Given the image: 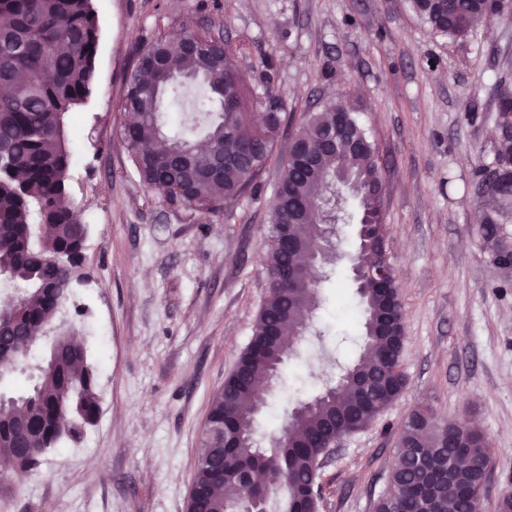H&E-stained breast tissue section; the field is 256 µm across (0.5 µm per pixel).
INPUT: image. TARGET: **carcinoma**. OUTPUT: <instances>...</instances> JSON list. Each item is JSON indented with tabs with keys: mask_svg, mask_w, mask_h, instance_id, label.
I'll use <instances>...</instances> for the list:
<instances>
[{
	"mask_svg": "<svg viewBox=\"0 0 512 512\" xmlns=\"http://www.w3.org/2000/svg\"><path fill=\"white\" fill-rule=\"evenodd\" d=\"M413 10L433 31L460 38L474 28L512 15V0H448L443 19L430 0H411ZM92 0H0V283L10 292L0 298V385L9 372L34 355L40 337L53 328L67 299L68 281L81 277L87 225L74 214L69 195L71 156L66 147V118L90 97L100 40ZM236 66L224 38L187 29L173 37L158 34L140 50L125 80L123 107L128 113L122 134L132 166L145 187L167 204L194 212H212L255 185L273 157L274 131L283 122L282 100L268 88L257 103L264 111L267 138L244 161L227 164L214 178L187 179L179 165L163 157L156 143L162 135L160 106L166 87L179 76L201 80L205 92L186 111L190 128L210 117L212 103L237 96L227 80ZM342 116L361 141V148L329 150L324 140ZM259 126L245 112L221 111L203 142L185 134L171 143L191 151L200 162L213 155L232 157L252 140ZM295 154L282 162L270 207V235L288 224L290 249L270 246L261 261L267 279L288 278L272 285L256 316L253 341L238 357L241 372H231L210 402L188 509H196V493L204 497L202 512H226L238 499L233 472L251 473L256 495L268 476L286 492L281 512H312L313 503L301 483L313 463L337 436L367 428L406 387L400 370L399 337L381 331L383 293L359 295L364 347L340 380L302 404L289 418L290 429L276 441L275 456L254 455L252 417L239 404L255 389L269 384L308 329L319 302L318 284L304 270L318 241L319 216L305 207L321 185L343 170L358 184L360 212L374 217L382 203L371 188L381 177L377 149L358 113L344 99L311 114L294 134ZM492 256L512 265V245L497 233L498 210L479 209ZM387 228L368 231L359 240L360 263L369 269L382 261ZM52 362L38 368L37 383L16 395L0 394V458L18 471L29 472L64 441L77 442L99 412L96 370L88 361L79 332L69 328L50 337ZM241 439L227 456L207 455L224 423ZM432 409L419 408L404 421L387 489L374 512H467L483 463L492 448L475 428L461 431L450 422L442 438Z\"/></svg>",
	"mask_w": 512,
	"mask_h": 512,
	"instance_id": "1",
	"label": "carcinoma"
}]
</instances>
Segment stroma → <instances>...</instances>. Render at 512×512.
Instances as JSON below:
<instances>
[{"label": "stroma", "mask_w": 512, "mask_h": 512, "mask_svg": "<svg viewBox=\"0 0 512 512\" xmlns=\"http://www.w3.org/2000/svg\"><path fill=\"white\" fill-rule=\"evenodd\" d=\"M93 5L94 86L67 128L71 194L89 227L87 277L72 284L57 322L84 339L100 410L78 443L60 444L37 470H0V512H185L211 399L251 340L264 298L261 256L281 161L309 114L342 96L359 112L385 174L407 385L319 469L320 512H373L401 425L426 405L488 437L483 507L497 512L512 489V270L493 262L475 222V174L503 146L496 102L501 86L512 88V18L454 40L436 34L409 0ZM185 27L223 35L249 89L270 87L284 103L258 184L207 214L148 192L122 139L134 50ZM355 208L340 204L320 306L255 416L261 445L361 354L350 262Z\"/></svg>", "instance_id": "stroma-1"}]
</instances>
